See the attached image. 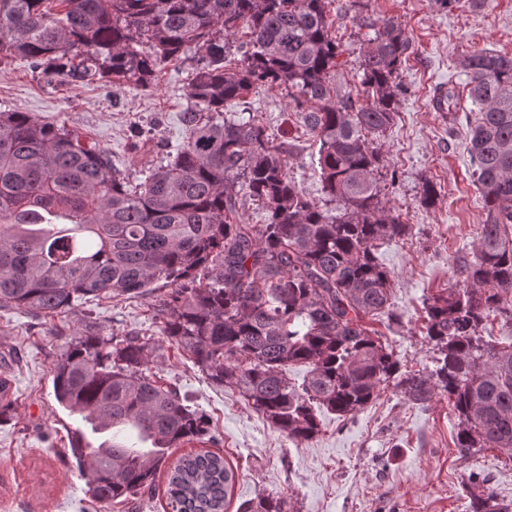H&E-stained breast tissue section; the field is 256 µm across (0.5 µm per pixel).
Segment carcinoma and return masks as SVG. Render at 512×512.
Here are the masks:
<instances>
[{
  "mask_svg": "<svg viewBox=\"0 0 512 512\" xmlns=\"http://www.w3.org/2000/svg\"><path fill=\"white\" fill-rule=\"evenodd\" d=\"M0 0V57L44 64L75 82L93 77L148 88L189 46L198 56L181 114L184 141L135 184L110 153L76 131L25 112H0V309L61 314L91 297L148 295L161 282L160 333L186 350L217 386L236 387L296 442L321 431L318 412L341 417L391 382L410 402L448 395L456 448H497L512 459V344L480 330L512 292V56L460 58L479 106L469 132L472 177L486 214L463 287L425 306L439 351L428 374L402 369L367 320L399 321L379 242L411 225L382 198L378 142L394 121L411 39L393 19L359 17L374 31L360 56L365 101L337 98L331 74L342 45L330 33L331 0ZM247 30L231 66L228 37ZM283 85L319 144L321 193L333 215L288 175L292 147L224 112L243 92ZM266 211L242 224L239 200ZM143 336H76L53 370L56 401L90 425L70 449L89 469L102 505L150 488L173 451L204 442L210 421L179 390L154 380ZM304 365L300 385L288 368ZM235 473L200 450L167 471L171 512H224ZM469 512H512L486 488ZM262 494L244 512H286Z\"/></svg>",
  "mask_w": 512,
  "mask_h": 512,
  "instance_id": "cac0c4a2",
  "label": "carcinoma"
}]
</instances>
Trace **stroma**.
Returning <instances> with one entry per match:
<instances>
[{
    "mask_svg": "<svg viewBox=\"0 0 512 512\" xmlns=\"http://www.w3.org/2000/svg\"><path fill=\"white\" fill-rule=\"evenodd\" d=\"M400 22L411 49L399 79L407 93L382 140L380 186L393 210L410 224L408 237L381 243L376 255L390 273L391 302L401 322L372 321L408 369L429 372L437 356L422 329L423 300L462 285L460 266L474 258L486 215L471 178L468 132L478 107L466 94L458 58L479 49L512 56V0H487L478 9L437 8L433 0H332L331 33L345 49L331 83L338 95L358 92L357 72L365 31L361 9ZM195 51L163 66L146 89L102 80L73 82L19 58L0 59V112L29 113L67 125L107 149L116 169L138 182L166 164L184 140L180 116ZM459 94L455 116L434 111L436 89ZM262 123L294 146L288 173L300 189L321 199L319 146L293 112L288 91L269 86L226 106ZM437 185L439 200L419 202L422 179ZM159 293L131 299L91 298L55 317L0 310V360L11 367L14 411L0 423V512H100L88 478L72 458L71 432L83 422L53 395L52 369L81 334L104 338L139 334L154 339L153 372L175 385L188 406L206 414L218 452L236 471L228 512L260 494L286 499L290 512H466L467 490L480 485L512 503V459L485 448L472 456L454 446V418L447 397L427 404L404 400L384 388L359 412H323L321 432L296 443L253 410L234 387H216L169 344L153 323Z\"/></svg>",
    "mask_w": 512,
    "mask_h": 512,
    "instance_id": "obj_1",
    "label": "stroma"
}]
</instances>
